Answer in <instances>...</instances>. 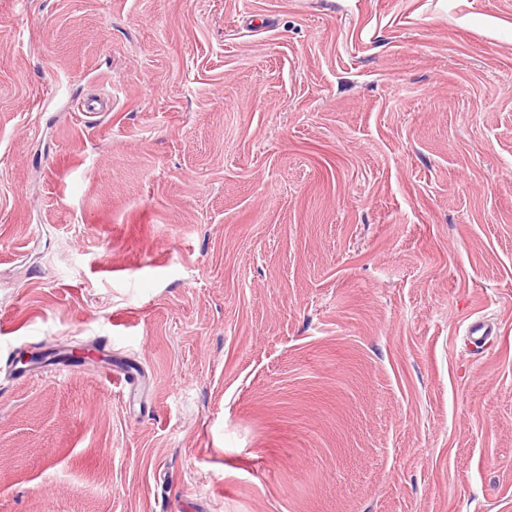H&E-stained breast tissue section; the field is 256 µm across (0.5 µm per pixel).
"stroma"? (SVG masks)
<instances>
[{"instance_id":"1","label":"stroma","mask_w":512,"mask_h":512,"mask_svg":"<svg viewBox=\"0 0 512 512\" xmlns=\"http://www.w3.org/2000/svg\"><path fill=\"white\" fill-rule=\"evenodd\" d=\"M0 512H512V0H0ZM466 336L468 345L477 350L486 346L488 342L498 336V333L495 324L482 316H478L468 324Z\"/></svg>"}]
</instances>
